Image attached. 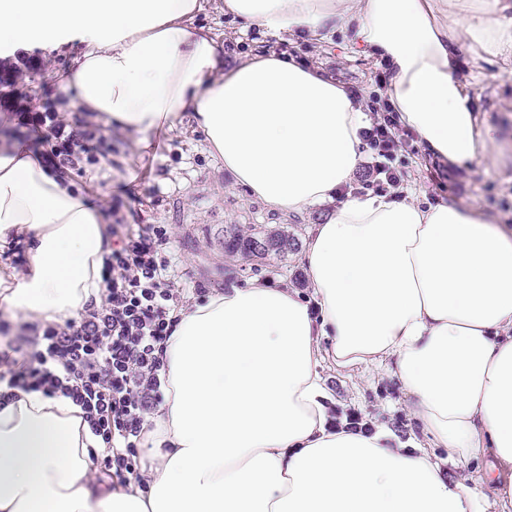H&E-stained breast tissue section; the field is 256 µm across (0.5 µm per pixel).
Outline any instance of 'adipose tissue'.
<instances>
[{"instance_id":"1","label":"adipose tissue","mask_w":512,"mask_h":512,"mask_svg":"<svg viewBox=\"0 0 512 512\" xmlns=\"http://www.w3.org/2000/svg\"><path fill=\"white\" fill-rule=\"evenodd\" d=\"M205 0H0V51L79 40L58 89L90 119L148 147L191 120L234 185L289 215L321 204L304 297L229 286L180 312L164 403L147 438V486L92 483L102 445L80 407L20 393L0 409V512H512V226L460 201H336L361 161L368 99L293 50L224 64L196 26ZM225 13L289 45L341 32L390 71L384 111L429 157L490 159L486 66L512 70V0H224ZM468 64H461L460 54ZM469 74H462V67ZM107 215L20 144L0 141V313L64 323L100 302ZM383 366L422 443L332 426L318 371ZM469 482L447 477L474 458Z\"/></svg>"}]
</instances>
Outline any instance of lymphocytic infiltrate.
<instances>
[{"mask_svg":"<svg viewBox=\"0 0 512 512\" xmlns=\"http://www.w3.org/2000/svg\"><path fill=\"white\" fill-rule=\"evenodd\" d=\"M12 118L52 171L80 172L107 153L101 126L77 129L60 113L23 104ZM396 130L395 116L387 115L360 132L371 151L365 186L377 193L404 180L395 163ZM108 231L112 247L103 257L100 303L61 324L0 318V408L22 391L70 398L104 446L92 470L143 486L147 475L138 449L163 403L166 342L179 321L182 291L172 273L166 225L116 223Z\"/></svg>","mask_w":512,"mask_h":512,"instance_id":"f902f5d3","label":"lymphocytic infiltrate"}]
</instances>
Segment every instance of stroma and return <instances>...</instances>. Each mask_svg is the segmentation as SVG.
<instances>
[{
  "instance_id": "stroma-1",
  "label": "stroma",
  "mask_w": 512,
  "mask_h": 512,
  "mask_svg": "<svg viewBox=\"0 0 512 512\" xmlns=\"http://www.w3.org/2000/svg\"><path fill=\"white\" fill-rule=\"evenodd\" d=\"M220 2L206 0L195 22L221 37L225 63L256 48L283 50V43L273 36L254 26L244 27L225 14ZM41 50L40 71L19 79L20 84L32 85L31 108L35 111L47 105L59 108L57 77L70 63L67 51L48 44ZM298 51L300 57L321 66L353 91L380 97L386 92L382 64L354 52L343 34L332 35L321 46L302 44ZM477 92L482 115L499 127L504 143L496 151L495 163H475L466 171L448 170L444 186H437L434 162L423 154L416 135L403 129L398 133L397 149L403 185L420 202L458 200L512 225V73L487 66ZM105 133L112 145L107 159L87 167L75 182L86 188L92 206L117 211L124 223L167 225L184 304L196 302L199 286L217 292L231 284L246 287L257 280L311 296L299 248L313 225L325 221L329 206H315L291 217L269 211L244 188L234 186L223 164L209 153L203 135L186 123L154 136L146 150L114 128H106ZM230 230L244 236L282 230L296 239L298 247L262 259L248 257L225 249L224 235ZM319 371L336 398L330 408L334 426H346L356 417L364 424L389 427L403 439L417 436L401 385L384 370L362 365L340 368L327 358Z\"/></svg>"
}]
</instances>
